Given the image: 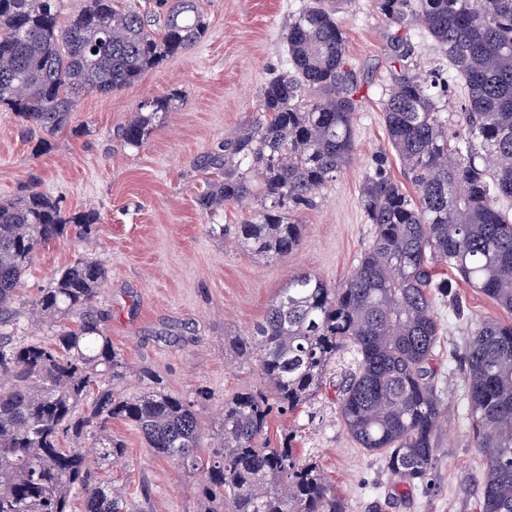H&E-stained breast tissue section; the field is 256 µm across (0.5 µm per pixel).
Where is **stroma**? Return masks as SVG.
Wrapping results in <instances>:
<instances>
[{
    "mask_svg": "<svg viewBox=\"0 0 512 512\" xmlns=\"http://www.w3.org/2000/svg\"><path fill=\"white\" fill-rule=\"evenodd\" d=\"M304 2L203 0L208 33L200 43L130 87L83 96L56 136L27 134L13 112L0 108V201L33 183L66 212L92 209L101 217L93 238H64L39 250L19 288L20 306L76 258L101 262L108 278L95 306L107 312L105 333L127 362L117 391L132 397L154 387L190 398L205 392L208 451L220 445L225 400L268 389L255 359L237 351L235 337L255 329L292 276L312 273L334 287L357 267L374 235L359 198L376 158H386L393 178H405L380 111L394 53L386 22L374 0H342L339 16L361 96L353 162L318 191L315 207L300 213L304 233L292 253L259 258L212 234L215 225L238 223L243 210L227 205L202 213L196 197L204 176L193 162L262 119L260 89L283 66L288 18ZM151 96L169 97L168 112L142 148L121 146L117 129ZM435 311L441 333L433 366L448 392L449 413L425 480L393 485L384 460L348 434L338 402L340 384L356 367L352 350L332 361L313 399L270 419L271 445L291 438L296 454L317 465L348 512H479L481 457L464 399L470 325L447 300H438ZM112 436L126 454L120 467L103 474L129 503L141 512H199L198 477L155 456L131 424L113 421Z\"/></svg>",
    "mask_w": 512,
    "mask_h": 512,
    "instance_id": "stroma-1",
    "label": "stroma"
}]
</instances>
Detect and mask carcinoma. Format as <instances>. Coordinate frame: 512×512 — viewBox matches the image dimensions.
<instances>
[{"label": "carcinoma", "instance_id": "carcinoma-1", "mask_svg": "<svg viewBox=\"0 0 512 512\" xmlns=\"http://www.w3.org/2000/svg\"><path fill=\"white\" fill-rule=\"evenodd\" d=\"M60 22L61 0H0V106L44 136L68 128L80 98L135 84L148 70L199 43L208 25L199 0H81ZM340 0H309L288 19L285 68L260 90L268 120L193 161L205 175L198 208L254 205L233 227L254 256L277 258L299 245L297 213L351 163L359 86L347 60ZM400 45L420 25L447 74L412 73L403 61L381 109L389 143L417 189L412 197L385 170L366 176L359 204L374 237L337 287L302 273L288 280L254 332L241 336L271 394L244 391L224 402L221 448L202 453L199 401L148 390L116 392L126 362L92 311L108 277L78 258L59 271L29 310L53 327L47 342L16 339L17 286L38 250L98 231L93 212L65 214L35 186L0 202V512H130L112 480L90 463L117 464L123 444L112 420L143 435L155 455L200 476V512H347L313 464L283 441L268 447L273 411L316 394L329 363L351 347L358 368L341 386L338 410L359 447L382 456L400 485L436 461L448 401L435 381L440 322L435 296L463 306L456 280L512 312V0H376ZM461 88L460 111L444 116L442 89ZM169 99L140 102L118 131L139 149ZM479 140L474 148L473 140ZM469 427L482 457L480 512H512V323H473L464 351Z\"/></svg>", "mask_w": 512, "mask_h": 512}]
</instances>
